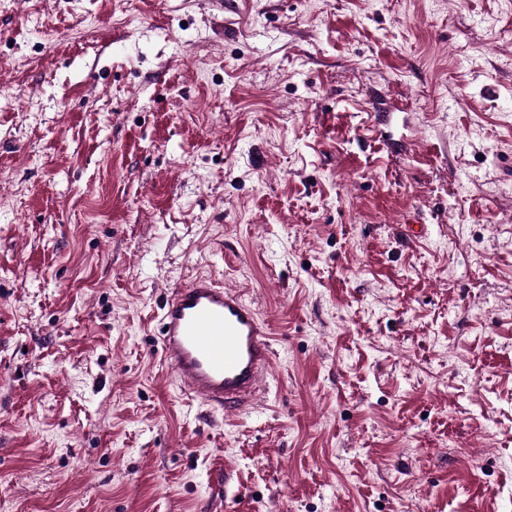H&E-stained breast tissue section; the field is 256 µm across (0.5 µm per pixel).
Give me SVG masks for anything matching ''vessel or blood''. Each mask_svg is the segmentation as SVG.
Masks as SVG:
<instances>
[{
	"label": "vessel or blood",
	"mask_w": 512,
	"mask_h": 512,
	"mask_svg": "<svg viewBox=\"0 0 512 512\" xmlns=\"http://www.w3.org/2000/svg\"><path fill=\"white\" fill-rule=\"evenodd\" d=\"M159 345L181 390L227 413L254 405L272 364L270 332L252 303L206 275L171 290Z\"/></svg>",
	"instance_id": "b4317fda"
}]
</instances>
